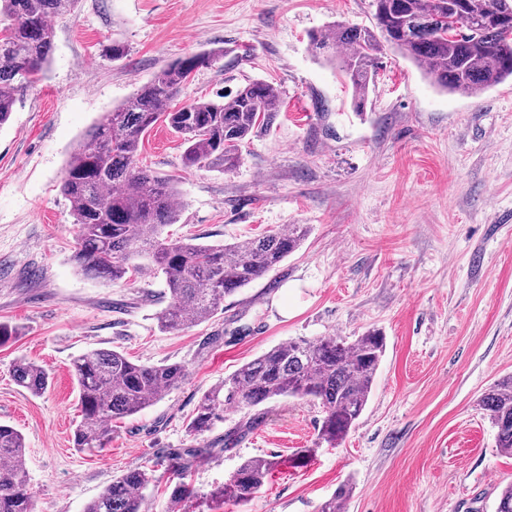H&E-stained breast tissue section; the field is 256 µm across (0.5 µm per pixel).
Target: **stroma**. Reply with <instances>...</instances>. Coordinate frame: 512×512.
Returning <instances> with one entry per match:
<instances>
[{
	"mask_svg": "<svg viewBox=\"0 0 512 512\" xmlns=\"http://www.w3.org/2000/svg\"><path fill=\"white\" fill-rule=\"evenodd\" d=\"M373 0H79L54 19L50 63L0 128V423L25 438L36 512H82L114 477L153 470L147 512H204L205 494L249 457H278L260 493L224 512H319L342 484L346 512H494L512 484L479 401L512 375V81L476 96L439 89L383 48L364 110L309 36L337 22L374 24ZM125 53L113 58V43ZM180 102L273 84L281 110L224 172L187 169L179 138L149 130L139 162L176 179L173 236L221 245L294 224L309 232L275 270L228 297L208 321L161 331L162 274L109 281L75 271L78 228L59 192L83 134L171 60L211 48ZM381 332L386 351L367 406L337 447L318 440L321 408L269 403L265 424L221 445L244 416L228 406L204 438L187 429L204 392L244 363L296 339ZM113 349L177 363L182 382L112 423L106 447L81 450L71 363ZM43 366L35 396L16 359ZM211 443L186 474L174 460ZM195 490L172 505L178 482ZM12 372L15 382L33 395L43 393L49 385L47 372L25 358L16 359Z\"/></svg>",
	"mask_w": 512,
	"mask_h": 512,
	"instance_id": "stroma-1",
	"label": "stroma"
}]
</instances>
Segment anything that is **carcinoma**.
<instances>
[{
    "label": "carcinoma",
    "instance_id": "cac0c4a2",
    "mask_svg": "<svg viewBox=\"0 0 512 512\" xmlns=\"http://www.w3.org/2000/svg\"><path fill=\"white\" fill-rule=\"evenodd\" d=\"M78 0H0V128L18 94L35 85L50 61L52 19L72 13ZM374 26L334 25L313 33L310 43L324 60L339 63L353 90L357 110L367 103L378 54L387 44L422 68L442 90L477 95L512 79V0H374ZM224 56L210 49L168 63L136 93L101 118L71 152L60 193L78 226L72 262L83 274L119 280L146 269L164 275L168 302L158 316L163 331L178 332L212 317L224 299L274 270L296 251L306 228L286 230L223 246L172 238L164 233L178 222L179 191L137 163L144 135L162 121L183 140L187 168L229 170L254 130L280 110V97L265 81H252L235 93L194 100L170 108L193 75ZM385 337L368 330L353 340L334 337L288 341L243 364L200 398L188 424L194 436L211 431L229 405L247 409L238 426L224 433V449L258 428L267 411L261 405L304 399L321 405L319 440L334 447L360 417L369 400ZM15 382L33 395L49 385L39 365L17 359ZM82 420L76 448H104L112 421L155 404L185 376L177 363L144 364L125 354L95 349L72 362ZM496 430L497 448L512 455V376L481 398ZM20 431L0 424V512H35V495L25 463ZM276 458L243 461L213 494L215 507L252 501L277 466ZM152 471L136 468L112 479L83 512H145L143 491ZM352 487L341 485L320 512H344Z\"/></svg>",
    "mask_w": 512,
    "mask_h": 512
}]
</instances>
